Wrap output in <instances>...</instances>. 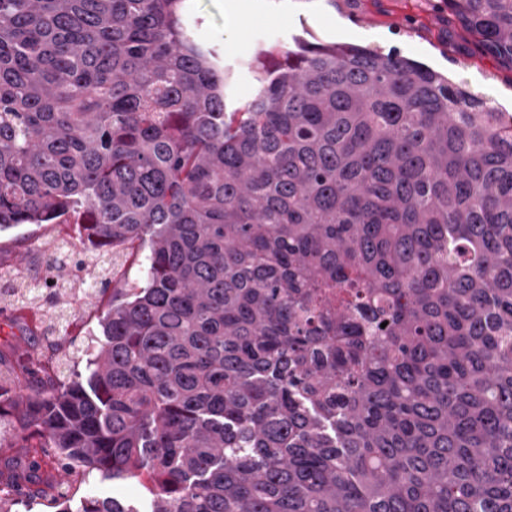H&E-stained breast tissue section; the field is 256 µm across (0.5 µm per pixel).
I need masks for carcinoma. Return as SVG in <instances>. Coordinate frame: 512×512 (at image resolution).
Masks as SVG:
<instances>
[{"label": "carcinoma", "mask_w": 512, "mask_h": 512, "mask_svg": "<svg viewBox=\"0 0 512 512\" xmlns=\"http://www.w3.org/2000/svg\"><path fill=\"white\" fill-rule=\"evenodd\" d=\"M443 2L512 67V0ZM247 68L240 101L188 0H0V232L143 269L86 374L0 385V512L45 458L149 512H512V112L347 44Z\"/></svg>", "instance_id": "cac0c4a2"}]
</instances>
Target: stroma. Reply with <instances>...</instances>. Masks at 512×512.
<instances>
[{
    "mask_svg": "<svg viewBox=\"0 0 512 512\" xmlns=\"http://www.w3.org/2000/svg\"><path fill=\"white\" fill-rule=\"evenodd\" d=\"M230 0H192L197 36L224 56L236 72L235 94L246 98L254 83L241 68L269 42L347 43L384 53L396 52L436 71L512 111V68L478 47L451 16H439V0H257L258 8L239 14ZM59 227L55 224H23L0 232V272H16V287L31 279L54 277L51 266ZM59 310L57 301L42 300L19 305L0 300V377L26 366L30 374L17 384L21 393L37 390L42 373L68 374L80 369V359L59 343L66 336L74 344H87L98 329L95 310L75 308L69 328L48 335L46 327ZM78 501L84 498L119 496L142 500L143 487L136 481L112 482L92 475L62 488H52L46 497L32 500V512H55L54 497Z\"/></svg>",
    "mask_w": 512,
    "mask_h": 512,
    "instance_id": "obj_1",
    "label": "stroma"
}]
</instances>
